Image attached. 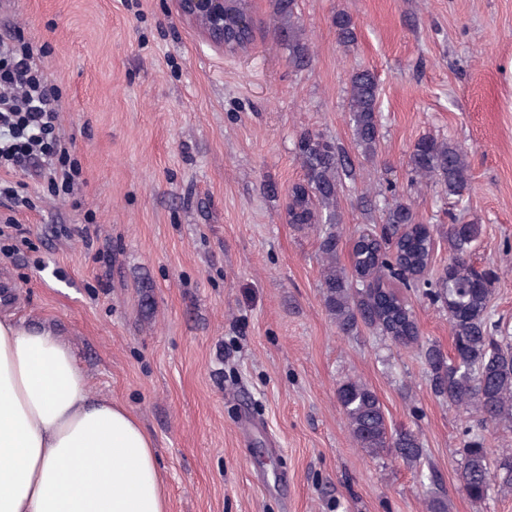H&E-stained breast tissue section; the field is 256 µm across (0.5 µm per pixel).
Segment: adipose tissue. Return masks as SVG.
<instances>
[{"mask_svg":"<svg viewBox=\"0 0 512 512\" xmlns=\"http://www.w3.org/2000/svg\"><path fill=\"white\" fill-rule=\"evenodd\" d=\"M0 512H169L154 442L50 327L0 311Z\"/></svg>","mask_w":512,"mask_h":512,"instance_id":"1","label":"adipose tissue"}]
</instances>
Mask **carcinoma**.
I'll list each match as a JSON object with an SVG mask.
<instances>
[{
    "mask_svg": "<svg viewBox=\"0 0 512 512\" xmlns=\"http://www.w3.org/2000/svg\"><path fill=\"white\" fill-rule=\"evenodd\" d=\"M334 26L340 44L355 42L356 23L349 14L336 13ZM274 34L288 47L292 63L300 65L310 59L309 44L301 37L298 25L297 0H275ZM348 85L356 145L361 154L373 158L380 143L377 78L369 70H357L349 75ZM297 157L303 178L288 189V223L319 226L323 302L336 327L351 334L364 325L379 330L400 347L418 344L420 331L413 313L394 292L384 288L390 280L411 285L416 277L410 270L427 259L425 240L408 250L405 261L393 263V251L400 245L399 228L419 223L412 205L403 199L386 205L380 241L353 252L352 267L364 272L374 284L372 288H358L353 274L337 265L336 232V225L342 223L340 192L345 180L356 179V169L343 148L319 132L306 131L299 136ZM408 166L416 182L426 186L438 180L450 196H462L469 184L466 152L446 140L432 136L418 139L410 150ZM477 235L474 224L448 225V269L432 297L448 312L453 353L447 356L430 345L424 358L436 396L479 416L486 425L506 422L512 427V340L496 335L497 325L488 315L492 273L479 272L469 260ZM337 396L354 440L366 453L378 456L390 452L407 463L420 461L418 437L409 431H391L374 391L348 381L338 388ZM458 480L473 501L484 500L487 488L496 483L512 486V448L491 450L481 437H471L461 450Z\"/></svg>",
    "mask_w": 512,
    "mask_h": 512,
    "instance_id": "1",
    "label": "carcinoma"
}]
</instances>
